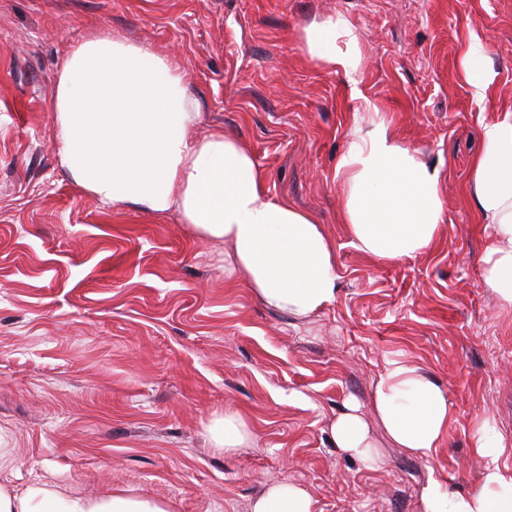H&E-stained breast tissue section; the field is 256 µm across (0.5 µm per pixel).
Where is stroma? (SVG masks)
<instances>
[{"label":"stroma","instance_id":"stroma-1","mask_svg":"<svg viewBox=\"0 0 512 512\" xmlns=\"http://www.w3.org/2000/svg\"><path fill=\"white\" fill-rule=\"evenodd\" d=\"M344 18L353 76L308 55L302 30ZM95 34L178 65L199 105L190 130L242 138L270 193L310 213L336 249L339 292L297 321L224 268V247L177 214L112 209L60 163L57 79ZM494 82L471 94L472 38ZM441 175L444 221L426 252L381 263L350 243L336 159L362 100ZM512 103V0H0V485L90 499L124 488L173 512H249L276 482L316 512H422L428 480L477 487L476 419L512 437V308L482 283L483 226L466 194L480 125ZM419 366L453 421L422 461L386 437L372 403L388 362ZM356 402L370 465L329 428ZM240 414L249 443L213 447ZM488 48L479 39L472 40L462 55L461 65L472 96L480 102L488 99L493 83ZM209 433L216 448H223L224 452H235L250 439L248 426L237 413H227L216 419L210 425Z\"/></svg>","mask_w":512,"mask_h":512}]
</instances>
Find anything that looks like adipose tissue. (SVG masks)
<instances>
[{"label":"adipose tissue","instance_id":"adipose-tissue-1","mask_svg":"<svg viewBox=\"0 0 512 512\" xmlns=\"http://www.w3.org/2000/svg\"><path fill=\"white\" fill-rule=\"evenodd\" d=\"M310 58L331 71L354 73L357 37L346 21L304 28ZM477 101L493 83L488 48L472 40L462 55ZM62 167L81 189L112 208L126 205L177 214L200 236L223 244L229 265L254 297L299 320L336 301L334 247L308 213L273 198L250 147L214 130L194 138L199 119L180 70L158 53L123 38L94 35L68 55L52 104ZM481 148L471 165L468 194L486 222L483 283L512 307V105L480 126ZM341 218L354 246L379 260L425 251L436 241L445 202L439 173L388 123L355 130L336 163ZM377 418L390 441L431 460L448 432V393L412 364L393 360L373 391ZM333 443L366 463L375 445L357 404L330 426ZM472 448L484 462L479 487L452 493L436 480L421 495L423 512H512V440L490 416L480 417ZM0 512H169L166 505L121 489L89 499L47 487L18 494L0 486ZM252 512H315L301 485L274 483Z\"/></svg>","mask_w":512,"mask_h":512}]
</instances>
